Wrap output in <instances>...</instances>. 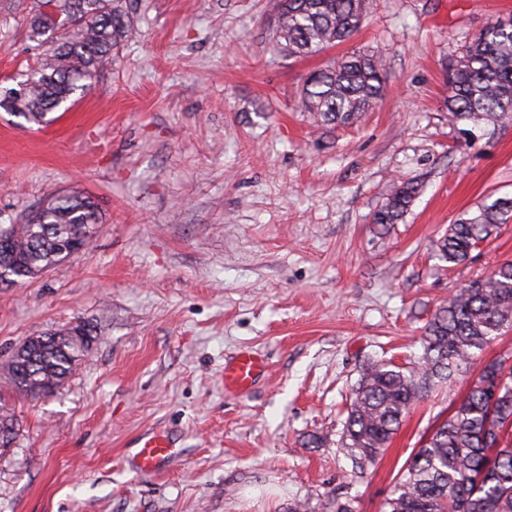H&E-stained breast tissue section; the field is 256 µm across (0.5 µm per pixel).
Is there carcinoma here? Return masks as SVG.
<instances>
[{"instance_id": "carcinoma-1", "label": "carcinoma", "mask_w": 512, "mask_h": 512, "mask_svg": "<svg viewBox=\"0 0 512 512\" xmlns=\"http://www.w3.org/2000/svg\"><path fill=\"white\" fill-rule=\"evenodd\" d=\"M370 0H275L271 33L288 57L314 56L351 38ZM136 35L125 0H43L27 38L41 48L19 94L0 108L39 126L73 95L91 90ZM444 108L452 122L512 120V20L497 19L466 40L448 67ZM385 64L375 53H354L313 71L299 91L303 111L324 126L360 121L382 96ZM418 188L394 184L372 216L383 228L402 222ZM512 220V198L462 213L441 236L439 258L466 262L472 251ZM102 223L99 203L79 193H53L21 224H0V283L35 278L88 246ZM512 330V261L456 289L440 303L411 365L370 362L352 389L340 447L363 468L384 454L411 407L436 383L453 378L503 332ZM87 335L44 334L8 361V385L37 400L63 383L88 345ZM512 358L484 365L448 418L403 467L384 512H512ZM17 419L0 398V452L15 438Z\"/></svg>"}]
</instances>
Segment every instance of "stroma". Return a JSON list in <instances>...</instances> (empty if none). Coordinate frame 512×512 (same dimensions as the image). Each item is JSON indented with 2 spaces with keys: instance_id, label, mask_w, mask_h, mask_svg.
<instances>
[{
  "instance_id": "1",
  "label": "stroma",
  "mask_w": 512,
  "mask_h": 512,
  "mask_svg": "<svg viewBox=\"0 0 512 512\" xmlns=\"http://www.w3.org/2000/svg\"><path fill=\"white\" fill-rule=\"evenodd\" d=\"M140 34L94 88L40 127L0 109V224L52 193L95 198L91 246L32 281L0 284V396L17 435L0 453V512H383L420 441L476 379L436 386L375 464L338 441L366 362L405 366L439 303L512 260V223L454 265L434 253L460 214L512 197V122L452 123L448 67L512 0H373L347 42L273 49V0H136ZM36 0H0V90L37 53ZM353 51L386 63L361 122L301 111L304 78ZM418 183L403 223L372 215ZM85 323L71 375L31 400L5 365L28 337ZM263 358L250 391L224 365ZM164 432L178 452L143 474L127 455Z\"/></svg>"
}]
</instances>
